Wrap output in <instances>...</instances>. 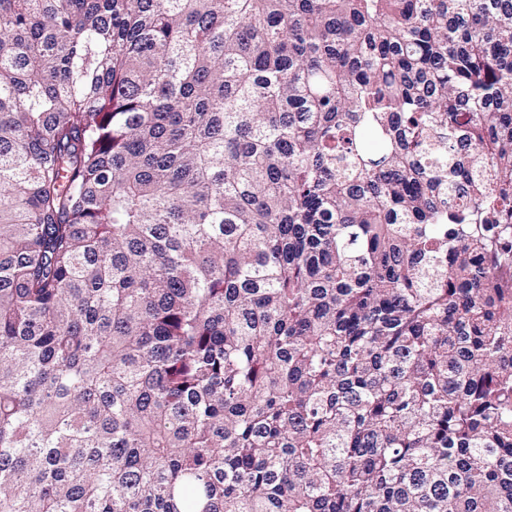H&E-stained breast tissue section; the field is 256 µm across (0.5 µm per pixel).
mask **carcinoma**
Wrapping results in <instances>:
<instances>
[{"label": "carcinoma", "mask_w": 512, "mask_h": 512, "mask_svg": "<svg viewBox=\"0 0 512 512\" xmlns=\"http://www.w3.org/2000/svg\"><path fill=\"white\" fill-rule=\"evenodd\" d=\"M0 512H512V0H0Z\"/></svg>", "instance_id": "1"}]
</instances>
